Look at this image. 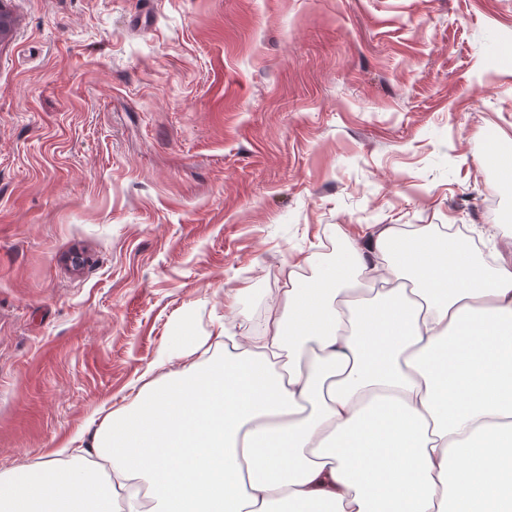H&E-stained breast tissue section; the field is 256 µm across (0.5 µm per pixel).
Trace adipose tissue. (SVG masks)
Wrapping results in <instances>:
<instances>
[{"instance_id":"ef3b65f1","label":"adipose tissue","mask_w":512,"mask_h":512,"mask_svg":"<svg viewBox=\"0 0 512 512\" xmlns=\"http://www.w3.org/2000/svg\"><path fill=\"white\" fill-rule=\"evenodd\" d=\"M443 235L377 224L289 273L262 333L101 423L110 474L0 472V512H512V241L490 266Z\"/></svg>"}]
</instances>
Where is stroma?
Listing matches in <instances>:
<instances>
[{
    "instance_id": "obj_1",
    "label": "stroma",
    "mask_w": 512,
    "mask_h": 512,
    "mask_svg": "<svg viewBox=\"0 0 512 512\" xmlns=\"http://www.w3.org/2000/svg\"><path fill=\"white\" fill-rule=\"evenodd\" d=\"M0 471L224 356L369 224L512 227V0H0Z\"/></svg>"
}]
</instances>
